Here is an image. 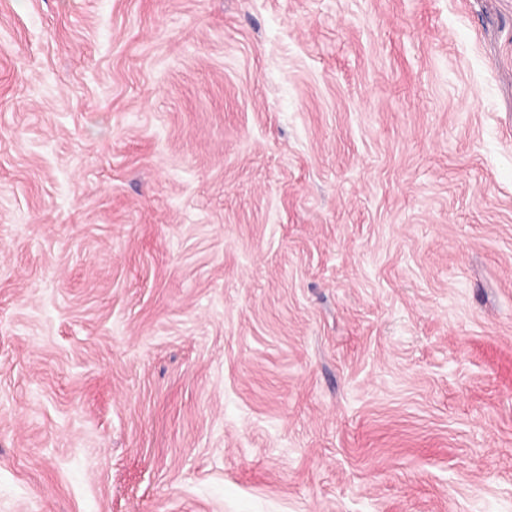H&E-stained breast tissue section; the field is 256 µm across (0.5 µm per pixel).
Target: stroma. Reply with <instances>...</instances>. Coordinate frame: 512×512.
<instances>
[{
    "label": "stroma",
    "instance_id": "35a3bbf8",
    "mask_svg": "<svg viewBox=\"0 0 512 512\" xmlns=\"http://www.w3.org/2000/svg\"><path fill=\"white\" fill-rule=\"evenodd\" d=\"M0 512H512V0H0Z\"/></svg>",
    "mask_w": 512,
    "mask_h": 512
}]
</instances>
